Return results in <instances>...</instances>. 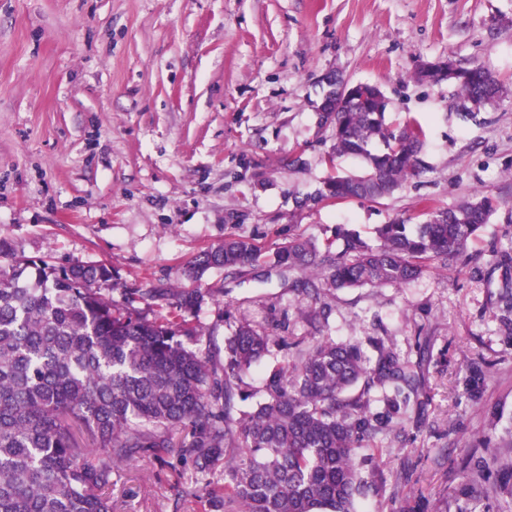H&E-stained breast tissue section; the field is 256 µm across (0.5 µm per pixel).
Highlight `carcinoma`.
<instances>
[{
  "instance_id": "carcinoma-1",
  "label": "carcinoma",
  "mask_w": 512,
  "mask_h": 512,
  "mask_svg": "<svg viewBox=\"0 0 512 512\" xmlns=\"http://www.w3.org/2000/svg\"><path fill=\"white\" fill-rule=\"evenodd\" d=\"M449 80L476 108L504 95L481 64ZM387 108L355 96L322 116L336 157L357 158L363 170L334 172L321 197L376 201L421 171L423 128L388 123ZM374 140L382 151L369 149ZM499 207L479 191L427 210L420 224L395 217L377 225L374 244L347 224L323 240L293 237L268 255L229 237L185 275L197 282L212 268L241 273L265 264L302 273V289L318 301L322 288H402L450 259L477 274L480 258L469 246ZM486 264L500 271L498 331L512 345V246H493ZM117 285L105 264L23 254L0 264V512H112L114 476L137 454L189 455L203 462L196 473L204 476L224 458L223 481L207 482L202 497L217 512H359L379 494L380 436L407 419L417 384L393 348L377 340L371 357L326 338L302 350L243 319L225 338L224 357L203 354L185 341L203 335L194 316L210 290ZM139 301L147 311L133 307ZM279 353L252 389V367ZM486 376L484 360L466 365L469 399L481 398ZM376 392L382 407L374 411ZM258 393L243 411L240 403ZM496 463L492 448L470 460L456 512H475L491 494L512 499V465Z\"/></svg>"
}]
</instances>
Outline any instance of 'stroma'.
Returning <instances> with one entry per match:
<instances>
[{
  "instance_id": "1",
  "label": "stroma",
  "mask_w": 512,
  "mask_h": 512,
  "mask_svg": "<svg viewBox=\"0 0 512 512\" xmlns=\"http://www.w3.org/2000/svg\"><path fill=\"white\" fill-rule=\"evenodd\" d=\"M484 65L509 93L463 117L421 63ZM378 85L396 125L420 122L425 167L375 203L316 200L334 170L321 120L326 75ZM488 190L501 206L475 255L512 233V0H0V239L60 264L110 265L120 283L187 287L185 267L225 237L273 252L349 224L366 238ZM292 276L209 270L191 348L223 347L243 318L276 336L380 339L420 377L412 419L386 431L378 497L364 512H443L485 435L512 462V346L496 333L498 276L456 262L406 287L342 289L313 327ZM490 364L479 402L460 380ZM192 463L136 457L114 512H198Z\"/></svg>"
}]
</instances>
